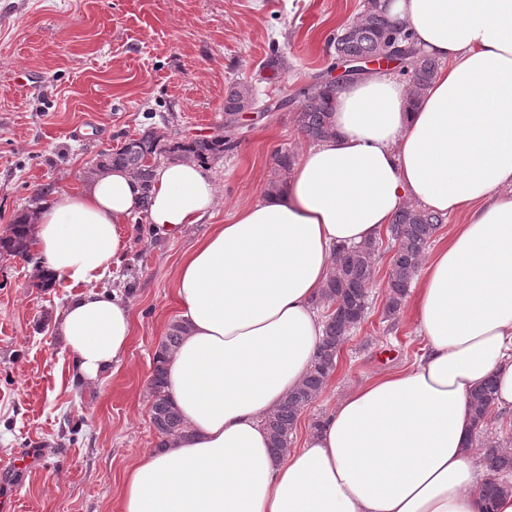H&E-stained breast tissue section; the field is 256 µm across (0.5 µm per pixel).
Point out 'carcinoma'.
Wrapping results in <instances>:
<instances>
[{
  "instance_id": "carcinoma-1",
  "label": "carcinoma",
  "mask_w": 512,
  "mask_h": 512,
  "mask_svg": "<svg viewBox=\"0 0 512 512\" xmlns=\"http://www.w3.org/2000/svg\"><path fill=\"white\" fill-rule=\"evenodd\" d=\"M398 45L404 48L402 75L412 88L414 97H420L435 78L440 63L421 56L411 41L406 28L391 20L380 7V0H363L358 20L343 27L329 39L333 59L336 62L354 57H372ZM336 93V85L324 83L319 76L303 90L297 100L296 122L303 137L310 142L324 138L331 131L330 103ZM253 101L252 86L237 82L228 88L224 99V127L236 123L239 110ZM236 141L224 134L210 138H194L169 141L155 130H147L138 138L127 140L117 150L103 152L97 168L126 169L145 183H150L153 164L159 155L171 159L206 163L233 150ZM293 156L286 151L275 154L274 167L267 185V193H281L286 187L288 171ZM446 217L421 207L407 206L399 209L388 225V240L394 255L386 284V314L395 315L401 309L421 261L428 253L431 242ZM27 216L9 225L5 236L0 237V253L15 257L29 256ZM379 242L373 240L356 247L337 250L336 265L331 272L317 305L331 310L324 320V336L318 355L302 384L288 394L283 403L267 418L270 448L279 456H286L291 449V436L302 411L321 395L329 377L335 371L343 344L365 321L369 293L374 281V256ZM187 327L180 321L173 322L154 355L153 371L149 379L151 395V421L160 442L165 447L183 429L180 411L168 391V363L180 345ZM495 403V384L488 380L474 391L471 397L473 425L477 432L486 427L489 412ZM482 464L488 478L479 490L483 512H494L497 500L512 493V484L504 477L512 474V448L496 440L485 444Z\"/></svg>"
}]
</instances>
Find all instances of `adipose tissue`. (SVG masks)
Returning a JSON list of instances; mask_svg holds the SVG:
<instances>
[{
    "instance_id": "ef3b65f1",
    "label": "adipose tissue",
    "mask_w": 512,
    "mask_h": 512,
    "mask_svg": "<svg viewBox=\"0 0 512 512\" xmlns=\"http://www.w3.org/2000/svg\"><path fill=\"white\" fill-rule=\"evenodd\" d=\"M384 3L442 68L417 101L384 67L338 90L330 134L300 150L283 193L187 255L188 331L169 362L186 431L128 472L120 512H480L470 394L495 379L496 409L512 411V0ZM218 200L207 165L172 160L150 185L113 169L35 210L41 274L75 289L56 333L83 381L120 362L132 334L129 304L98 288L123 224L142 215L174 237ZM408 204L464 217L420 266L423 355L349 390L275 459L264 422L315 359L337 248L378 239Z\"/></svg>"
}]
</instances>
